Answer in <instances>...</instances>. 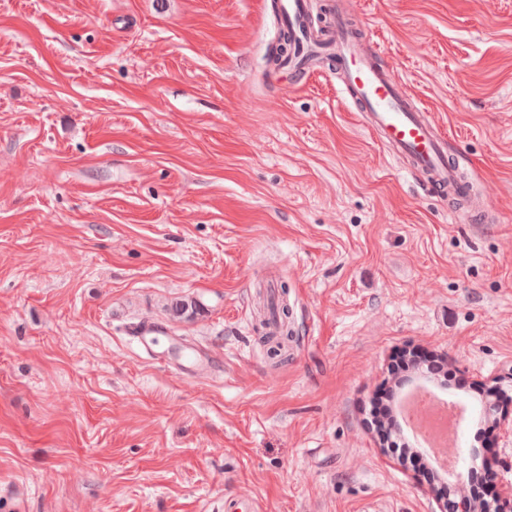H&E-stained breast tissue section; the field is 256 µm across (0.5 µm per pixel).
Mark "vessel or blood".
I'll use <instances>...</instances> for the list:
<instances>
[{
    "label": "vessel or blood",
    "instance_id": "b4317fda",
    "mask_svg": "<svg viewBox=\"0 0 512 512\" xmlns=\"http://www.w3.org/2000/svg\"><path fill=\"white\" fill-rule=\"evenodd\" d=\"M280 20L294 31L300 45L299 53L288 60L289 68L314 67L324 52L335 50L344 97L359 107L367 126L396 152L409 156L416 168L427 171L431 181L447 188L449 195H467L468 186L458 166L448 161L445 139L434 124L411 107L405 86L394 81L387 68L359 56L344 22H336L326 36L313 35L306 22L304 0H280Z\"/></svg>",
    "mask_w": 512,
    "mask_h": 512
}]
</instances>
